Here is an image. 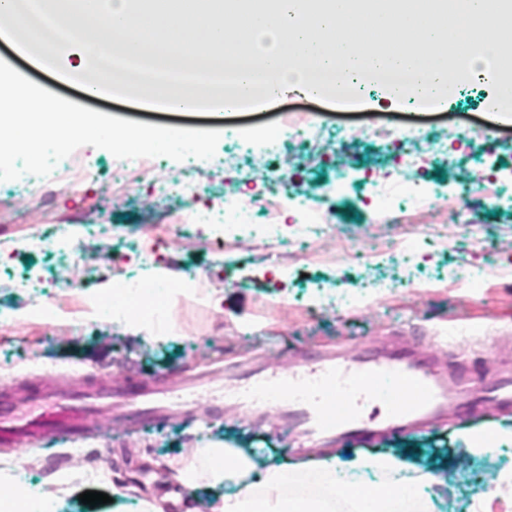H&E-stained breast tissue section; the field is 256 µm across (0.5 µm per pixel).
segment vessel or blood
Segmentation results:
<instances>
[{
	"label": "vessel or blood",
	"mask_w": 512,
	"mask_h": 512,
	"mask_svg": "<svg viewBox=\"0 0 512 512\" xmlns=\"http://www.w3.org/2000/svg\"><path fill=\"white\" fill-rule=\"evenodd\" d=\"M197 388L193 380L178 387L144 382L133 396V410L144 423H152L176 412ZM474 389L452 366L406 344L352 355L326 349L276 377L251 375L235 398L251 405L276 400L287 413L289 428L313 441L359 444L380 435L418 432L459 410ZM95 396L84 388L46 392L43 402L51 413L17 430L0 426V444L75 440L86 429ZM484 406L499 414L512 412V370L494 372Z\"/></svg>",
	"instance_id": "vessel-or-blood-1"
}]
</instances>
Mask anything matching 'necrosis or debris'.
Listing matches in <instances>:
<instances>
[{
	"mask_svg": "<svg viewBox=\"0 0 512 512\" xmlns=\"http://www.w3.org/2000/svg\"><path fill=\"white\" fill-rule=\"evenodd\" d=\"M336 139L351 144L376 141L402 150L395 160L398 167L395 178L382 177L373 172L367 175L368 193L363 199L369 215L367 224L355 226L337 223L332 208L316 201L306 189L296 185L290 188L293 196L303 201L301 219L294 224L291 236H283L286 218L282 188L287 184L282 174L269 171L260 178L262 190L259 194L246 200L232 198L224 205L225 265H242L237 246L245 234L279 245L289 243L298 246L299 256L306 259L316 256V246L320 242H334L338 245V260L350 262L379 254L380 248L372 234V225H404L412 212L419 214L430 208L437 211L439 218L434 221L430 235L440 243L447 241L449 230L463 224L479 223L480 218L475 211L462 212L450 207L445 189L425 192L419 188L424 174L421 158L447 154L449 146L460 143V132L449 130L447 138L435 141L415 127L349 124L337 130ZM135 167L141 180L152 186L158 195L176 194L186 199V206L177 212L163 213V222L179 225L183 229L201 224L203 213L198 207L201 195L199 181L191 177L178 181L159 179L156 162L148 157L137 159ZM162 245V239L156 236L139 235L130 238L127 251L113 254L112 265L118 270L116 282L119 290L102 303L103 312L118 314L125 304L135 303L145 310L148 321L162 323L167 320L166 297L178 286V278L165 281L138 279L120 271L121 266L132 258L143 262L153 261Z\"/></svg>",
	"mask_w": 512,
	"mask_h": 512,
	"instance_id": "obj_1",
	"label": "necrosis or debris"
}]
</instances>
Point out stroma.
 Returning a JSON list of instances; mask_svg holds the SVG:
<instances>
[{
    "mask_svg": "<svg viewBox=\"0 0 512 512\" xmlns=\"http://www.w3.org/2000/svg\"><path fill=\"white\" fill-rule=\"evenodd\" d=\"M13 65L33 83L50 86L53 94L96 112L160 127L221 132L213 158L177 162L163 156L158 171L173 179L202 176L201 201L215 214L223 213L229 192L241 187L237 175L224 169L225 152L236 149L246 161L252 153L262 154L287 180L325 188L338 220L361 223L365 212L356 196L364 173L373 168L387 176L394 167L392 157L367 143L330 145L331 160L316 165L288 158L282 150L286 122L305 111L316 113L332 129L353 122L413 124L440 138L449 127L461 128L468 134L465 161L453 166L439 156L428 158L424 177L431 189L447 184L459 208L471 206L468 187L482 171L512 180V121L497 123L492 134L483 132L484 124L494 121L489 112L494 91L487 84L451 91L442 111L381 105L386 91L376 84L372 96L353 110L285 96L254 111L171 114L124 101L87 100L24 59L14 58ZM76 154L99 173L80 193L52 176L44 181L45 204L36 207L15 191L13 182L0 181V233L18 243L17 251L0 258V415L24 416L46 388L78 389L88 378L101 391L131 390L155 379L174 386L192 375L209 382L185 413L151 427L104 405L92 414L93 430L74 443L0 448V478L51 496L59 502V512H138L144 500L163 503L166 512H202L220 501L223 488L185 492L166 479L159 463L217 442L255 452L258 470L278 464L288 446L282 414L224 402L225 389L252 372L273 376L287 370L294 358L328 347L356 351L407 342L429 347L439 362L458 363L465 376L484 386L499 358L495 341L512 339V197L482 208L481 223L467 225L459 238L444 245L433 243L428 225H421L414 233L411 258L394 248V232L383 227L379 235L389 248L379 260L339 264L325 247L318 260L301 263L294 258V247L247 240L240 251L248 264L228 268L218 257L224 248L221 232L205 228L183 238L177 227L156 220V207L179 208L183 199L157 202L142 183L113 184L112 170L120 161L107 150L82 146ZM61 218L73 221L68 246L26 249L36 225ZM94 220L167 239L159 267L178 270L188 285L223 289V313L179 299L180 328L165 336L134 335L121 325L86 319L90 292L64 287L60 271L80 250L86 261L78 268L79 277L99 285L113 279L114 270L100 259L106 243L86 234L87 222ZM45 303L54 313H67L68 322L57 323L53 316L14 317ZM477 429L492 431V447H474L470 433ZM366 451L400 456L405 475L419 477L420 494L433 497L435 512H480L489 491L472 475L489 465L512 470V419L461 418L422 434L382 436L364 450L335 447L325 454L335 457L336 471L345 481L381 482V475L352 467L353 458ZM87 491L106 493L111 501L84 505L79 496Z\"/></svg>",
    "mask_w": 512,
    "mask_h": 512,
    "instance_id": "35a3bbf8",
    "label": "stroma"
}]
</instances>
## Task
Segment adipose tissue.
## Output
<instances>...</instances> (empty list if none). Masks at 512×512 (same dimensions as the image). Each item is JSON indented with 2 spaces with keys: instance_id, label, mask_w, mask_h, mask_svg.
I'll use <instances>...</instances> for the list:
<instances>
[{
  "instance_id": "adipose-tissue-1",
  "label": "adipose tissue",
  "mask_w": 512,
  "mask_h": 512,
  "mask_svg": "<svg viewBox=\"0 0 512 512\" xmlns=\"http://www.w3.org/2000/svg\"><path fill=\"white\" fill-rule=\"evenodd\" d=\"M215 454L212 448L188 449L180 459L168 462V480L188 492L204 482L223 486V498L212 506L211 512H326L323 500L287 495L285 485L293 473L315 472L328 482H335V458L294 462L285 457L255 481L251 475L256 472V464L249 454L237 448L224 449L228 460L224 466L215 462ZM396 491V486L381 483L348 484L338 497L350 505L352 512H367L372 502L377 504L378 512H391Z\"/></svg>"
}]
</instances>
